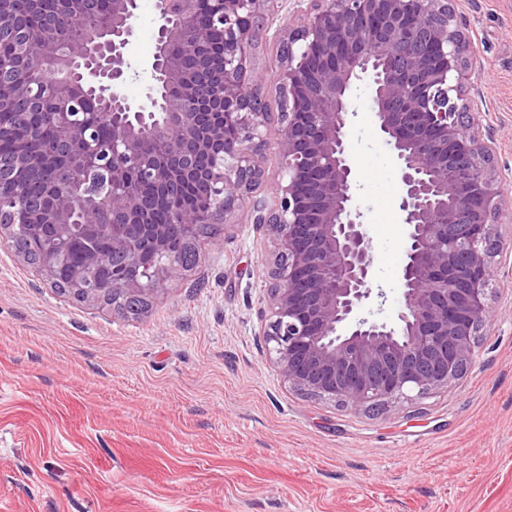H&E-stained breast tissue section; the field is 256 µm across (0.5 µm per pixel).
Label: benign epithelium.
<instances>
[{
    "mask_svg": "<svg viewBox=\"0 0 512 512\" xmlns=\"http://www.w3.org/2000/svg\"><path fill=\"white\" fill-rule=\"evenodd\" d=\"M184 0H155L160 25L148 63L146 101L123 93L125 50L134 35L131 0H111L112 35L99 44L93 70L97 98L114 111L112 140L101 144L83 116L84 100L57 78L53 40L24 43L28 70L14 81L13 100L32 107L53 96L64 143L37 158L11 160L0 181V224L45 226L64 235L73 199L51 186V207H24L12 192L31 169L49 172L73 162L80 177H112L105 206L86 209L81 235L106 230L104 215L127 228L112 238L121 276L113 292L135 298L184 272L169 246L171 226L151 220L156 202H178L196 191L198 224H232L249 209L252 223L274 240L269 314L262 330L270 360L289 387L341 407L375 412L396 401L416 404L448 388L471 367L476 342L492 315L490 217L502 196L492 153L462 115L472 80L473 44L458 21L455 0H312L300 25L279 36L277 121L255 88L254 33L264 26V0H207L203 21L174 20ZM208 31L224 37V56L208 71L188 65ZM183 47L171 54L168 47ZM368 80L373 119L391 146L399 173L405 262L399 281L404 306L396 322L359 314L371 298V240L353 211L355 175L346 125L355 116L351 93ZM152 123L164 148L146 152ZM280 160L274 200H250L263 170L257 152L272 124ZM149 183L154 196L136 190ZM154 255L152 267L143 255Z\"/></svg>",
    "mask_w": 512,
    "mask_h": 512,
    "instance_id": "1",
    "label": "benign epithelium"
}]
</instances>
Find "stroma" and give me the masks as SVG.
<instances>
[{"label":"stroma","instance_id":"1","mask_svg":"<svg viewBox=\"0 0 512 512\" xmlns=\"http://www.w3.org/2000/svg\"><path fill=\"white\" fill-rule=\"evenodd\" d=\"M124 85L144 99L154 0H137ZM257 34L276 108L274 34L297 0H268ZM474 44V130L512 192V0H456ZM353 206L372 241L363 315L394 322L405 227L368 89L353 93ZM495 316L448 389L363 413L285 386L260 334L270 238L247 216L199 239V262L133 319L57 294L0 247V512H512V223L498 227Z\"/></svg>","mask_w":512,"mask_h":512}]
</instances>
